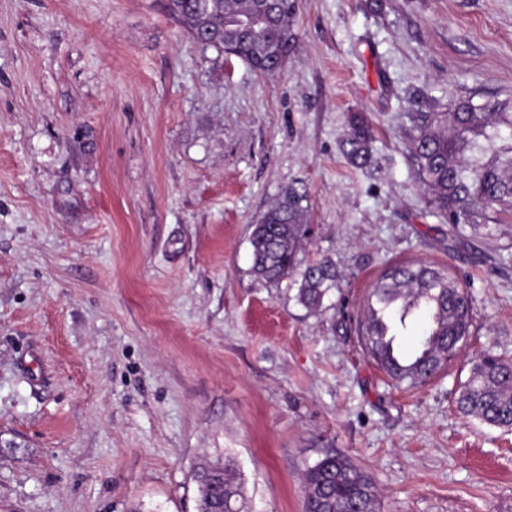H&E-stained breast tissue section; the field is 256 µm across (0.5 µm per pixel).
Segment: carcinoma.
<instances>
[{"instance_id":"cac0c4a2","label":"carcinoma","mask_w":512,"mask_h":512,"mask_svg":"<svg viewBox=\"0 0 512 512\" xmlns=\"http://www.w3.org/2000/svg\"><path fill=\"white\" fill-rule=\"evenodd\" d=\"M293 0L242 34L255 18V0H171L170 10L184 30L209 33L212 48L229 52L259 75L280 71L293 51ZM409 151L436 213L450 224H476L492 211L512 215V99L475 103L459 99L448 107L417 113ZM372 131L354 117L342 150L355 165L370 168ZM303 197L288 187L258 220L263 232L251 242L253 270L278 286L298 285L296 299L318 310L338 282L336 266L322 257H300L308 233ZM471 297L448 269L424 261L387 267L370 288L358 322V339L368 358L398 384L426 383L448 364L470 327ZM427 325L411 351L402 350L398 328L417 313ZM457 408L468 418L512 431V361L490 354L471 360L460 384ZM213 486L198 485L197 512H245L244 486L230 462L215 464ZM304 512H376L370 478L345 458L327 453L303 474Z\"/></svg>"}]
</instances>
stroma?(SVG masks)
<instances>
[{"mask_svg":"<svg viewBox=\"0 0 512 512\" xmlns=\"http://www.w3.org/2000/svg\"><path fill=\"white\" fill-rule=\"evenodd\" d=\"M286 66L197 44L169 0H0V512H196L233 458L250 512H304L325 453L377 512H512V431L464 417L469 361L512 359V219L436 215L411 118L512 98V0H296ZM364 118L376 163L340 142ZM321 309L252 270L282 189ZM459 274L461 354L407 389L354 324L389 263Z\"/></svg>","mask_w":512,"mask_h":512,"instance_id":"obj_1","label":"stroma"}]
</instances>
